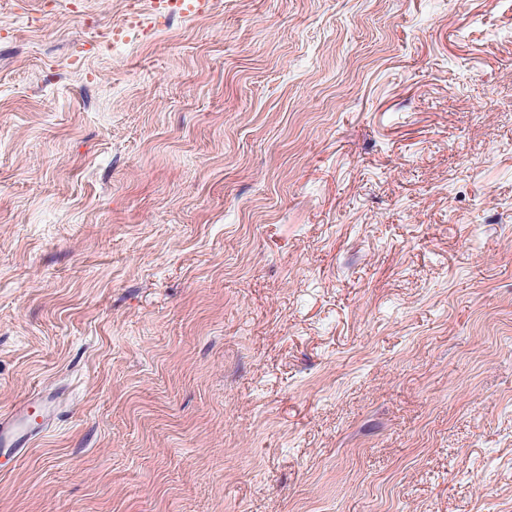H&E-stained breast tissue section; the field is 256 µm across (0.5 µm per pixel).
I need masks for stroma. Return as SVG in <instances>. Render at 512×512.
Listing matches in <instances>:
<instances>
[{
  "mask_svg": "<svg viewBox=\"0 0 512 512\" xmlns=\"http://www.w3.org/2000/svg\"><path fill=\"white\" fill-rule=\"evenodd\" d=\"M41 388L0 512H512V0H0Z\"/></svg>",
  "mask_w": 512,
  "mask_h": 512,
  "instance_id": "obj_1",
  "label": "stroma"
}]
</instances>
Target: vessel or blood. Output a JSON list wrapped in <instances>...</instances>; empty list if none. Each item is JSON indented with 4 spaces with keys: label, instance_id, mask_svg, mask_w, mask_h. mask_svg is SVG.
<instances>
[{
    "label": "vessel or blood",
    "instance_id": "1",
    "mask_svg": "<svg viewBox=\"0 0 512 512\" xmlns=\"http://www.w3.org/2000/svg\"><path fill=\"white\" fill-rule=\"evenodd\" d=\"M59 396L51 389L35 391L0 413V472L15 468L31 448L37 430L48 427L56 415Z\"/></svg>",
    "mask_w": 512,
    "mask_h": 512
}]
</instances>
